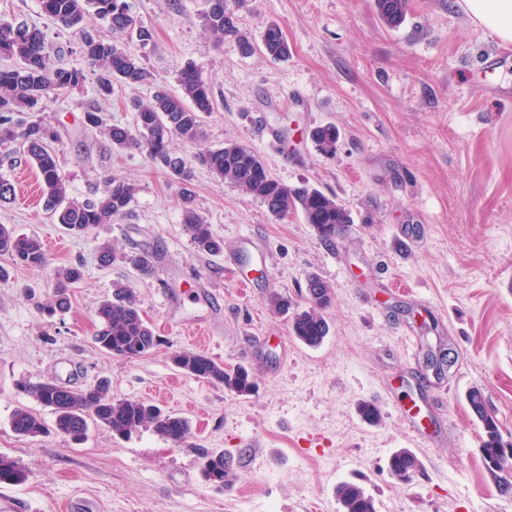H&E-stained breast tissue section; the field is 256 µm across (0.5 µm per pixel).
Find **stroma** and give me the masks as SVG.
Returning a JSON list of instances; mask_svg holds the SVG:
<instances>
[{"label":"stroma","mask_w":512,"mask_h":512,"mask_svg":"<svg viewBox=\"0 0 512 512\" xmlns=\"http://www.w3.org/2000/svg\"><path fill=\"white\" fill-rule=\"evenodd\" d=\"M130 2L153 31L144 55L154 84L178 91V72L191 62L215 88L199 140H173V150L190 159L245 145L283 183L335 194L351 232L325 244L301 215L274 220L260 200L198 166L194 204L223 244L199 253L173 177L138 149L113 152L84 122L96 108L133 126L131 100L148 98L153 84L103 99L91 72L81 88L53 98L44 117L60 134L70 199L96 198L110 175L136 193L125 217L74 237L44 211L34 167L0 165L16 187L0 205V224L58 241L39 270L0 256L9 271L0 282V454L28 474L0 484V496L20 498L27 512H339L336 486L354 480L377 512H512L465 400L480 389L512 442V61L484 68L501 42L472 27L454 0H410L396 29L380 23L373 0H244L240 27L258 45L245 55L234 38L218 44L204 31L205 0ZM0 21L38 25L60 62L83 66L80 34L49 22L40 0H0ZM270 21L283 30L288 58L259 48ZM326 123L339 130L331 155L308 137ZM246 236L267 255L247 290L226 266ZM105 244L119 254L153 252V276L101 265ZM70 265L84 278L67 310L46 315L55 273ZM311 274L333 292L330 332L316 348L298 342L289 315L268 304L280 293L302 306ZM118 284L134 290L160 338L144 357H111L93 340L96 308ZM443 348L454 365L428 366ZM183 350L246 368L254 392L242 397L185 375L170 362ZM72 369L78 387L105 376L113 398L187 417L186 442L148 427L120 438L94 425L80 443L55 431L17 435L15 409L52 417L18 382H59ZM362 400L380 408L378 425L358 416ZM415 402L429 414L412 434L400 411ZM399 448L421 463L412 481L389 472ZM206 452L234 458L230 484L202 479Z\"/></svg>","instance_id":"stroma-1"}]
</instances>
